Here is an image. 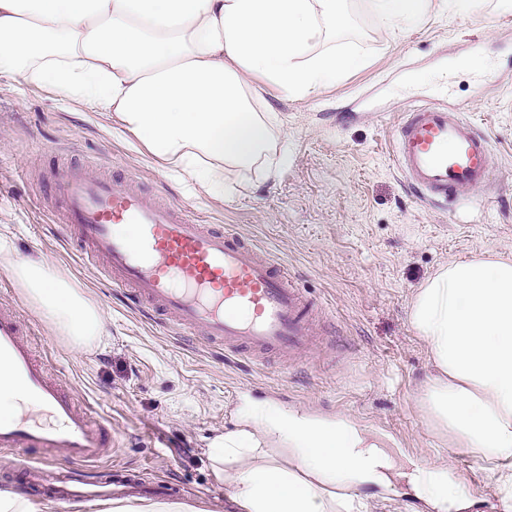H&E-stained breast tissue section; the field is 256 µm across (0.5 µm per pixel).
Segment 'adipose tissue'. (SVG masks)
<instances>
[{
    "label": "adipose tissue",
    "mask_w": 512,
    "mask_h": 512,
    "mask_svg": "<svg viewBox=\"0 0 512 512\" xmlns=\"http://www.w3.org/2000/svg\"><path fill=\"white\" fill-rule=\"evenodd\" d=\"M475 0H369L373 20L400 29L441 7ZM347 24L340 0H0V78L47 86L111 113L188 190L228 201L252 175L287 166L280 113L259 92L310 95L358 67L318 51ZM6 269L70 348L93 346L99 308L34 258ZM433 375L417 400L442 443L477 452L501 512H512V259L480 254L441 265L409 302ZM215 474L242 512H371L366 486L391 484L393 462L355 423L245 401L218 436ZM409 483L433 512H463L467 494L447 461Z\"/></svg>",
    "instance_id": "ef3b65f1"
}]
</instances>
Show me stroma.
I'll return each instance as SVG.
<instances>
[{
  "label": "stroma",
  "instance_id": "stroma-1",
  "mask_svg": "<svg viewBox=\"0 0 512 512\" xmlns=\"http://www.w3.org/2000/svg\"><path fill=\"white\" fill-rule=\"evenodd\" d=\"M343 8L349 25L327 46L356 53L363 65L301 98L265 91L288 127L293 161L230 201L188 195L108 113L0 78V230L14 258L42 259L82 288L101 311L103 334L89 350L69 348L3 268L0 307L19 310L51 373L94 418L111 422L100 479L123 474L167 486L197 512H236L208 448L234 429L247 399L350 419L388 436L402 461L439 456L415 406L433 368L408 305L439 265L485 252L512 256V111L501 97L512 83V12L479 0L466 16L435 11L393 32L373 22L368 0H344ZM468 59L476 69L461 68ZM426 102L462 113L491 140L490 185L468 192L463 206L428 208L393 163L398 115ZM70 163L105 178L129 172L203 223L251 237L319 305L313 345L292 360L220 358L193 335L129 309L43 204L55 169ZM442 456L469 487L470 512H495L479 455L450 448Z\"/></svg>",
  "mask_w": 512,
  "mask_h": 512
}]
</instances>
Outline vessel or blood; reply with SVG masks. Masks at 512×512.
I'll return each instance as SVG.
<instances>
[{
	"label": "vessel or blood",
	"instance_id": "obj_1",
	"mask_svg": "<svg viewBox=\"0 0 512 512\" xmlns=\"http://www.w3.org/2000/svg\"><path fill=\"white\" fill-rule=\"evenodd\" d=\"M394 160L412 193L431 206L487 185L494 164L489 136L439 103L401 113ZM54 210L113 287L138 308L201 333L229 354L295 353L308 347L311 310L287 268L228 227L200 223L186 207L157 201L133 178H94L68 167L59 176ZM136 225L137 242L122 232ZM18 310L0 308V386L20 394L17 411L0 417V448H54L80 463L97 462L112 441L109 421L90 423L78 398L49 376L25 337ZM26 489L67 512L78 499L161 496L162 486L113 488L90 473L63 471L44 457L22 471Z\"/></svg>",
	"mask_w": 512,
	"mask_h": 512
}]
</instances>
